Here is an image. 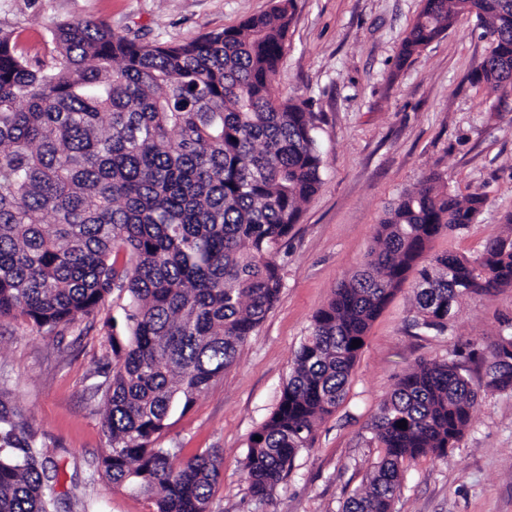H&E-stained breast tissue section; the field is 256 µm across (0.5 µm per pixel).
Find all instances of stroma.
Wrapping results in <instances>:
<instances>
[{"mask_svg":"<svg viewBox=\"0 0 512 512\" xmlns=\"http://www.w3.org/2000/svg\"><path fill=\"white\" fill-rule=\"evenodd\" d=\"M274 0H0V30H25L41 45L60 21L94 19L146 42L189 41L265 13ZM421 0H296L288 47L274 78L281 99L312 100L323 156L322 187L282 245L279 299L192 408L173 413L161 441L184 456L214 448L223 458L212 512H341L366 486L379 450L369 427L403 372L457 351L471 362L512 331V288L465 295L441 335L410 326L415 275H408L372 323L344 401L321 421L312 447L271 499L246 492L251 433L275 409L313 314L336 286L362 269L390 203L424 176L452 192L481 194L484 207L462 233L435 238L430 250L474 256L486 239L512 232V100L472 83L490 50L475 17L455 25L407 62L403 37ZM124 299L61 335L19 320L0 321V385L22 409L45 456L60 467V512H155L152 496L109 485L96 472L105 447L106 319L124 332ZM394 512H512V391H482L475 420L456 448L404 474Z\"/></svg>","mask_w":512,"mask_h":512,"instance_id":"obj_1","label":"stroma"}]
</instances>
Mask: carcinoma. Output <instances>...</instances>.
<instances>
[{
	"mask_svg": "<svg viewBox=\"0 0 512 512\" xmlns=\"http://www.w3.org/2000/svg\"><path fill=\"white\" fill-rule=\"evenodd\" d=\"M295 0L176 43H145L93 20L62 21L31 60L0 30V320L49 334L126 295L128 335L105 336L99 476L148 493L156 512H211L223 460L158 443L236 361L276 303L277 255L321 188L316 114L274 88ZM400 45L418 55L462 14L491 48L472 81L512 91V0H422ZM484 205L431 173L378 225L365 268L312 317L275 410L249 437V496L267 500L344 400L360 348L388 301L441 234ZM512 287V233L469 258L436 254L418 270L411 325L444 333L460 299ZM484 384L512 390V334L477 358ZM479 388L453 352L403 374L380 404L368 488L342 512H393L404 472L442 456L472 426ZM407 422V428L397 426ZM261 440L256 441L254 437ZM58 467L0 390V512H58Z\"/></svg>",
	"mask_w": 512,
	"mask_h": 512,
	"instance_id": "1",
	"label": "carcinoma"
}]
</instances>
